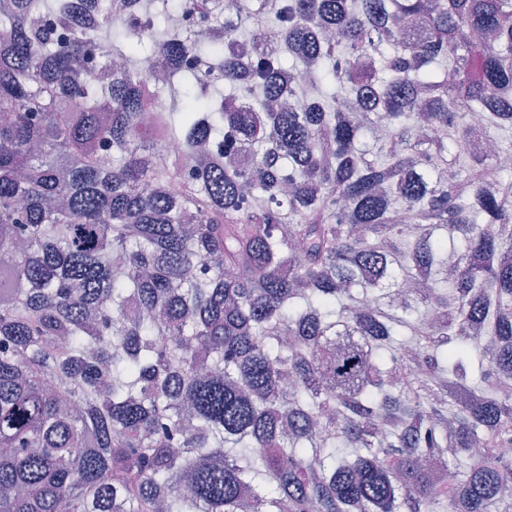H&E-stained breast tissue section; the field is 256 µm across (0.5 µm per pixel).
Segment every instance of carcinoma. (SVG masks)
<instances>
[{
  "mask_svg": "<svg viewBox=\"0 0 512 512\" xmlns=\"http://www.w3.org/2000/svg\"><path fill=\"white\" fill-rule=\"evenodd\" d=\"M203 2L0 0V512H512V0Z\"/></svg>",
  "mask_w": 512,
  "mask_h": 512,
  "instance_id": "1",
  "label": "carcinoma"
}]
</instances>
